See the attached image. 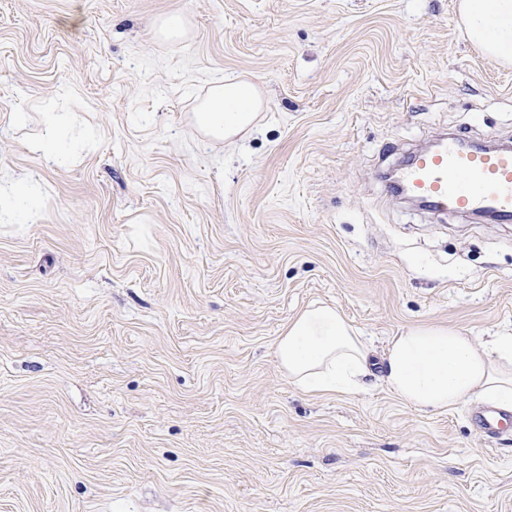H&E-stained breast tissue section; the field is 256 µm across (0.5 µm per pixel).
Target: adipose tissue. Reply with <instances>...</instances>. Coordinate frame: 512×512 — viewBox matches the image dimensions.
<instances>
[{
  "label": "adipose tissue",
  "instance_id": "obj_1",
  "mask_svg": "<svg viewBox=\"0 0 512 512\" xmlns=\"http://www.w3.org/2000/svg\"><path fill=\"white\" fill-rule=\"evenodd\" d=\"M463 27L485 53L512 62V0H461ZM263 99L248 82L211 88L195 121L209 137L226 140L249 131ZM44 135L34 144L46 161H60L76 136L59 112L43 116ZM281 373L308 394H354L374 368L405 404L443 412L484 398L512 406V333L482 338L445 327H417L394 336L383 361H375L362 336L336 309L314 303L284 328L276 341Z\"/></svg>",
  "mask_w": 512,
  "mask_h": 512
}]
</instances>
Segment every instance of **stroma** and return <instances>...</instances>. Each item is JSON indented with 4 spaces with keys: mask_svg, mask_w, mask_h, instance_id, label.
<instances>
[{
    "mask_svg": "<svg viewBox=\"0 0 512 512\" xmlns=\"http://www.w3.org/2000/svg\"><path fill=\"white\" fill-rule=\"evenodd\" d=\"M228 79L265 105L215 140L194 114ZM49 108L96 133L58 164ZM452 131L512 144V65L455 0H0V181L40 204L0 222V512H512V430L275 359L315 301L379 355L512 332V224L384 182Z\"/></svg>",
    "mask_w": 512,
    "mask_h": 512,
    "instance_id": "1",
    "label": "stroma"
}]
</instances>
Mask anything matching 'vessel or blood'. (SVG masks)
<instances>
[{
	"instance_id": "1",
	"label": "vessel or blood",
	"mask_w": 512,
	"mask_h": 512,
	"mask_svg": "<svg viewBox=\"0 0 512 512\" xmlns=\"http://www.w3.org/2000/svg\"><path fill=\"white\" fill-rule=\"evenodd\" d=\"M459 135L449 133L433 147L413 151L399 170L407 193L426 202L431 211H454L471 217L492 216L512 223V147L469 150ZM483 436L497 437L512 423V411L484 406L473 415Z\"/></svg>"
}]
</instances>
